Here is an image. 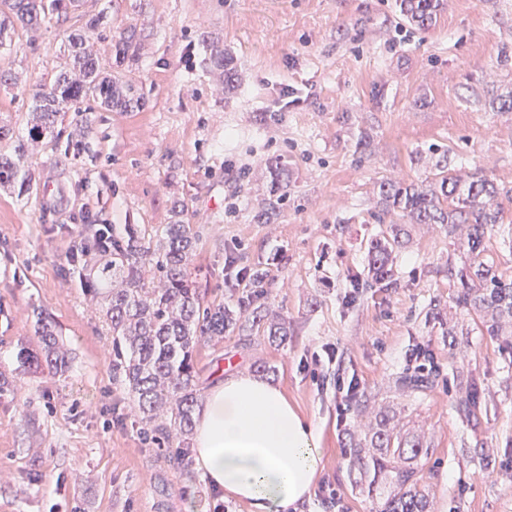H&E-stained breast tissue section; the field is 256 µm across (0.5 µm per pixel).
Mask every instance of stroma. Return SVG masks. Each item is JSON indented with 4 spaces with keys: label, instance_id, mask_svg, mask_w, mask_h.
I'll return each mask as SVG.
<instances>
[{
    "label": "stroma",
    "instance_id": "1",
    "mask_svg": "<svg viewBox=\"0 0 512 512\" xmlns=\"http://www.w3.org/2000/svg\"><path fill=\"white\" fill-rule=\"evenodd\" d=\"M101 10L110 24L86 50L113 81L132 85L135 105L67 108L57 141L29 142L34 96L71 72L67 36L81 12ZM130 30L135 59L116 63ZM504 47L512 50V0H447L427 31L402 21L395 0H85L82 10L19 31L0 52V71L12 78L0 85V116L11 128L0 152L25 148L34 189H0V512H249L144 440L112 375L108 328L82 286L104 258L66 259L70 225L89 238L99 224L151 231L177 222L200 231L193 279L206 300H232L226 259L260 265L267 304L291 329L282 346L235 332L201 344L198 395L229 370L276 367L275 383L317 423L320 481L348 512H381L380 498L351 483L332 382L300 365L338 345L363 397L389 403L431 442L419 463L431 512H512V353L455 308L448 263L460 254L447 231L409 225L397 287L342 302L353 276L366 275L367 241L380 229L377 180L432 175L417 152L438 148L451 168L512 187V113L485 105L488 89L512 84ZM213 50L237 60L233 94L208 59ZM285 91L292 102L276 111ZM363 134L371 152L359 156ZM272 160L288 168V195L277 218L259 224ZM502 206L505 221L484 258L512 276V199ZM435 301L445 325L426 320ZM43 322L68 353L55 376L16 357L20 345L37 347ZM424 339L436 366L432 390L395 392L393 378L409 370L406 352ZM472 384L478 409L468 419L457 403ZM483 443L491 454H478Z\"/></svg>",
    "mask_w": 512,
    "mask_h": 512
}]
</instances>
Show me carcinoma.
Here are the masks:
<instances>
[{
    "instance_id": "cac0c4a2",
    "label": "carcinoma",
    "mask_w": 512,
    "mask_h": 512,
    "mask_svg": "<svg viewBox=\"0 0 512 512\" xmlns=\"http://www.w3.org/2000/svg\"><path fill=\"white\" fill-rule=\"evenodd\" d=\"M71 0H0V49L12 45L17 29L39 26L55 13L64 12ZM402 18L420 30L435 25L444 10V0H396ZM107 16L98 12L67 37L74 74L60 73L50 88L34 98L28 118L32 140L56 139L58 121L68 106L93 101L110 110L133 103L130 93L103 75L96 59L84 51L86 38L105 25ZM210 61L224 68V88L235 90L238 68L234 58L214 55ZM495 112H512V89L490 97ZM288 169L275 160L269 163L267 198L255 215L268 224L279 214L283 182ZM33 185L20 148L0 154V187L12 186L28 193ZM376 215L380 231L367 242V276L353 279L354 288H394L396 254L406 243L403 224H388L394 216L410 224H441L469 262H448V280L457 285L454 306L479 315L491 336H501L512 325V278L479 260L494 226L503 223L502 196L512 197V188L499 187L486 174L464 175L448 167V153L434 164L433 177L425 182L382 178L375 184ZM199 241L192 224H166L151 237L132 225L124 232L112 230V252L101 275L89 277L85 288L101 299L102 312L112 336V374L124 385L136 404L143 433L152 435L158 447L176 448L173 457L182 463L190 445L197 406L195 366L197 346L202 341L218 345L225 333L261 332L273 343L288 342V322L271 315L263 299L267 275L252 270L248 287L235 303H207L195 287L192 265ZM43 347L39 352H21L34 369L56 372L66 364L64 353L51 327L42 325ZM430 376L405 374L393 379L394 387L410 393L431 389ZM476 388H470L458 403L466 417L476 414ZM370 412L367 432L348 434L344 443L350 456L357 486L370 492L387 490L384 512H428V495L421 484L417 462L431 453L424 436L395 423L388 406L358 404Z\"/></svg>"
}]
</instances>
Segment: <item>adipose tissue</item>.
Here are the masks:
<instances>
[{"label":"adipose tissue","instance_id":"1","mask_svg":"<svg viewBox=\"0 0 512 512\" xmlns=\"http://www.w3.org/2000/svg\"><path fill=\"white\" fill-rule=\"evenodd\" d=\"M193 451L208 485L250 512H293L322 467L315 424L274 383L230 374L206 393Z\"/></svg>","mask_w":512,"mask_h":512}]
</instances>
